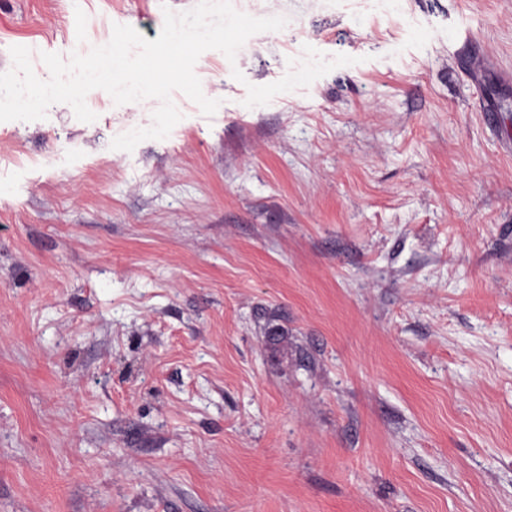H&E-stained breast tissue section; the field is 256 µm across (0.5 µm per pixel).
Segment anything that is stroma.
<instances>
[{
    "instance_id": "stroma-1",
    "label": "stroma",
    "mask_w": 512,
    "mask_h": 512,
    "mask_svg": "<svg viewBox=\"0 0 512 512\" xmlns=\"http://www.w3.org/2000/svg\"><path fill=\"white\" fill-rule=\"evenodd\" d=\"M196 3L0 0V73ZM232 4L213 116L0 122V512H512V0Z\"/></svg>"
}]
</instances>
